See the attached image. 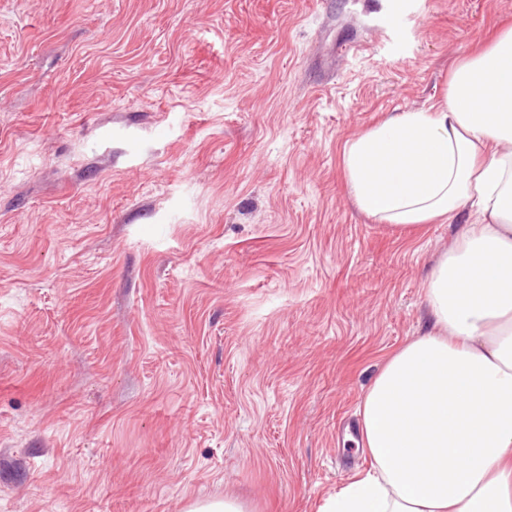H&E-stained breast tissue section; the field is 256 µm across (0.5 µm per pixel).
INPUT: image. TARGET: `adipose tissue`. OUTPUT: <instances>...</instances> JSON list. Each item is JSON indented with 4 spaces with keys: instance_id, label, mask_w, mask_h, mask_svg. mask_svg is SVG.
Listing matches in <instances>:
<instances>
[{
    "instance_id": "ef3b65f1",
    "label": "adipose tissue",
    "mask_w": 512,
    "mask_h": 512,
    "mask_svg": "<svg viewBox=\"0 0 512 512\" xmlns=\"http://www.w3.org/2000/svg\"><path fill=\"white\" fill-rule=\"evenodd\" d=\"M341 164L375 223L474 220L426 278L429 331L362 398L366 469L319 512H512V28L455 64L444 103L388 113Z\"/></svg>"
}]
</instances>
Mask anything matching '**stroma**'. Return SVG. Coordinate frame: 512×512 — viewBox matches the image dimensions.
<instances>
[{"label":"stroma","mask_w":512,"mask_h":512,"mask_svg":"<svg viewBox=\"0 0 512 512\" xmlns=\"http://www.w3.org/2000/svg\"><path fill=\"white\" fill-rule=\"evenodd\" d=\"M512 0H0V512H318L456 223L343 143L441 101ZM188 512H247L244 504L236 497L224 496V500L195 502Z\"/></svg>","instance_id":"1"}]
</instances>
